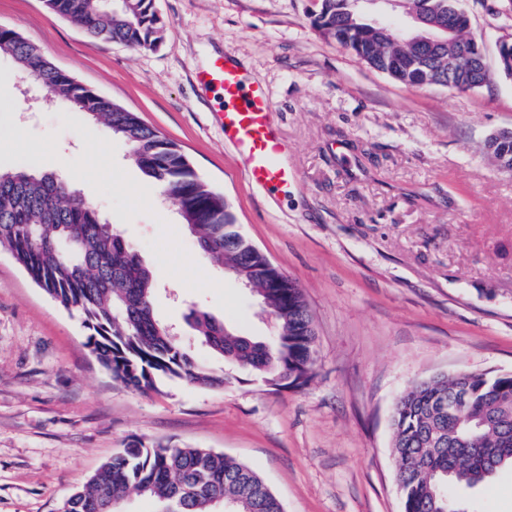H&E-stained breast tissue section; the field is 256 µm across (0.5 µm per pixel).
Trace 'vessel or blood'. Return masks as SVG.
Listing matches in <instances>:
<instances>
[{"label":"vessel or blood","mask_w":512,"mask_h":512,"mask_svg":"<svg viewBox=\"0 0 512 512\" xmlns=\"http://www.w3.org/2000/svg\"><path fill=\"white\" fill-rule=\"evenodd\" d=\"M197 79L221 91L224 140L242 160L248 180L259 186L287 188L295 175L284 161L288 145L272 123L266 89L248 82L229 53L212 59L198 72Z\"/></svg>","instance_id":"1"}]
</instances>
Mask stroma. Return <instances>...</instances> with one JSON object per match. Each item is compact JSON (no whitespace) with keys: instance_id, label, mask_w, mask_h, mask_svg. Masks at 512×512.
<instances>
[{"instance_id":"stroma-1","label":"stroma","mask_w":512,"mask_h":512,"mask_svg":"<svg viewBox=\"0 0 512 512\" xmlns=\"http://www.w3.org/2000/svg\"><path fill=\"white\" fill-rule=\"evenodd\" d=\"M496 65L512 39L503 0H464ZM314 0H155L162 43L92 40L43 0H0V26L58 69L179 145L223 193L240 231L295 279L317 336L310 379L274 388L214 357L183 321L190 306L237 334L275 323L201 255L172 202L141 197L126 142L63 98L27 101L0 56V168L70 180L151 270L156 317L196 359L236 380L132 392L98 363L77 315L0 251V512H60L131 441L208 448L255 469L286 512H401L391 416L440 373H512V172L487 152L512 128V76L469 92L405 87L323 37ZM231 52L269 93L296 178L250 184L225 144L218 94L196 71ZM463 512H512V470L471 490Z\"/></svg>"}]
</instances>
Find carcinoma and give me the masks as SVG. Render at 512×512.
<instances>
[{"mask_svg":"<svg viewBox=\"0 0 512 512\" xmlns=\"http://www.w3.org/2000/svg\"><path fill=\"white\" fill-rule=\"evenodd\" d=\"M56 15L96 41L153 48L165 24L153 0H45ZM403 14L424 12L437 24L453 14L455 32L429 47L376 27L359 0H321L311 25L369 67L409 88L440 85L469 91L491 84L483 46L470 33L462 0H393ZM35 72L46 96H62L76 112L102 120L131 149L136 166L177 205L197 249L252 292L275 321L271 341L237 335L209 312L191 307L186 323L212 353L272 387L310 377L316 360L311 311L296 281L239 231L224 195L205 182L181 149L136 113L101 101L35 46L0 27V55ZM457 74L448 81V60ZM21 164L0 169V249L61 308L80 316L87 346L112 378L131 391L159 390L164 379L222 388L232 377L197 362L153 310L150 269L97 206L72 197L68 180ZM392 448L402 483V512H456L447 487L473 488L512 469V374L458 372L415 384L395 404ZM131 493L153 498L157 512H285L250 466L207 448L147 447L134 440L104 462L63 502L61 512H120Z\"/></svg>","mask_w":512,"mask_h":512,"instance_id":"obj_1","label":"carcinoma"}]
</instances>
